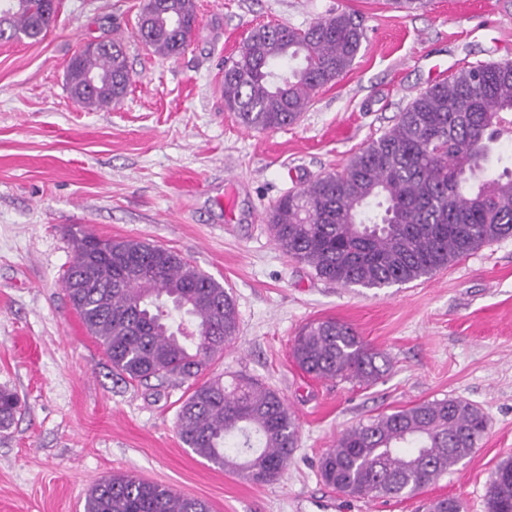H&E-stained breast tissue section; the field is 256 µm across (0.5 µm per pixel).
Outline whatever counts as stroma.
Returning <instances> with one entry per match:
<instances>
[{
    "instance_id": "35a3bbf8",
    "label": "stroma",
    "mask_w": 512,
    "mask_h": 512,
    "mask_svg": "<svg viewBox=\"0 0 512 512\" xmlns=\"http://www.w3.org/2000/svg\"><path fill=\"white\" fill-rule=\"evenodd\" d=\"M144 3L61 0L43 40L0 41V388L21 402L0 429V512H83L92 483L112 474L168 485L211 512H423L444 496L487 512L490 474L512 458V238L410 284L345 288L289 259L265 217L288 191L341 170L436 73L512 62V0H429L411 13L386 0H195L190 42L171 58L137 35ZM336 9L364 27L351 68L297 123L243 127L224 107L225 61L256 27L304 28ZM113 35L131 84L118 104L90 110L70 96L66 65ZM82 230L173 250L230 288L240 332L204 376L247 374L284 398L299 442L277 481H244L183 445L188 384L113 371L63 286ZM326 317L390 358L375 384L317 379L295 363V336ZM444 396L489 418L447 475L401 498L323 483L318 461L345 430Z\"/></svg>"
}]
</instances>
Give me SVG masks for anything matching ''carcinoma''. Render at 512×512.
<instances>
[{"mask_svg": "<svg viewBox=\"0 0 512 512\" xmlns=\"http://www.w3.org/2000/svg\"><path fill=\"white\" fill-rule=\"evenodd\" d=\"M57 10L51 0H0V40L40 41ZM194 0H162L161 15L137 28L156 54L187 46ZM365 38L353 12L336 10L307 28L260 26L238 58L224 65V106L246 128L296 123L315 92L347 72ZM102 75L100 90L83 88ZM70 95L89 108L120 102L130 85L122 39L107 37L67 65ZM512 133V63L463 67L415 97L396 122L340 171L281 197L266 217L275 244L317 277L340 286L382 289L431 276L480 248L512 237V170L489 171L494 144ZM74 236L64 277L70 302L112 367L129 379L175 377L192 392L177 414V433L193 453L255 484L275 481L299 440L280 394L244 375L198 382L239 333L232 294L178 253L136 239L94 246ZM293 358L320 379L372 385L389 357L334 318L307 323ZM19 412L0 389V427ZM487 415L460 397L412 404L343 432L319 459L323 482L353 497L412 496L468 458L486 434ZM488 512H512V459L497 465ZM84 512H211L206 501L131 474L95 481ZM428 512H462L455 497Z\"/></svg>", "mask_w": 512, "mask_h": 512, "instance_id": "carcinoma-1", "label": "carcinoma"}]
</instances>
